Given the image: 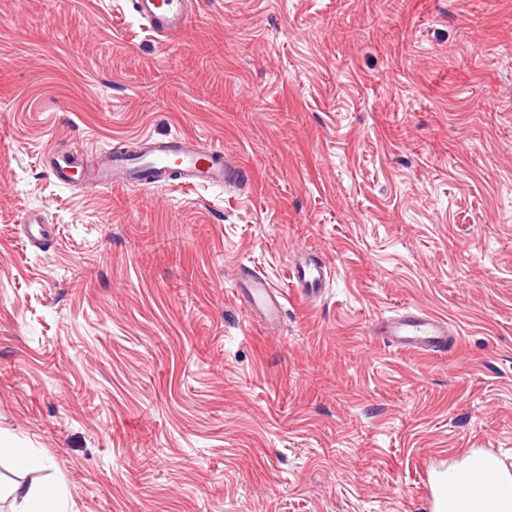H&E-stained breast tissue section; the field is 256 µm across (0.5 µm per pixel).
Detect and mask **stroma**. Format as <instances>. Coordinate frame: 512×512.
Wrapping results in <instances>:
<instances>
[{
    "mask_svg": "<svg viewBox=\"0 0 512 512\" xmlns=\"http://www.w3.org/2000/svg\"><path fill=\"white\" fill-rule=\"evenodd\" d=\"M176 133L247 181L87 192L41 163ZM249 269L277 327L234 297ZM409 305L446 353L374 335ZM13 448L69 512H423L424 460L512 461V0H197L170 38L129 0H0ZM70 159L71 151L69 149H62L47 153L43 165L47 172L58 182L70 184L67 177V170L70 168ZM327 274L326 264L307 254H297L292 260L291 277L296 282V288L307 297H316L323 293ZM236 288L237 301L248 315H258L269 323L279 322L283 303L266 276L243 271L237 277ZM12 452L16 468L26 471L41 470L47 467V461L29 448H13Z\"/></svg>",
    "mask_w": 512,
    "mask_h": 512,
    "instance_id": "35a3bbf8",
    "label": "stroma"
}]
</instances>
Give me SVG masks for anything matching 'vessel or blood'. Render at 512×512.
<instances>
[{"instance_id":"1","label":"vessel or blood","mask_w":512,"mask_h":512,"mask_svg":"<svg viewBox=\"0 0 512 512\" xmlns=\"http://www.w3.org/2000/svg\"><path fill=\"white\" fill-rule=\"evenodd\" d=\"M133 10L148 28L161 37L180 34L193 17L189 0H132ZM71 152L62 149L46 154L43 165L60 183H67ZM241 167L230 164L223 150L183 135L146 139L138 159L109 150L96 155L86 167L83 187L89 191L109 188L129 190L164 189L174 185L220 187L242 177ZM291 277L308 297L323 293L327 266L307 254L295 255ZM236 298L248 315L279 322L283 304L269 279L258 272H241ZM377 333L390 346L431 355L448 349V323L418 308H407L386 317ZM424 512H489L491 503L512 505V466L495 457L468 452L455 467L436 465L425 479Z\"/></svg>"}]
</instances>
